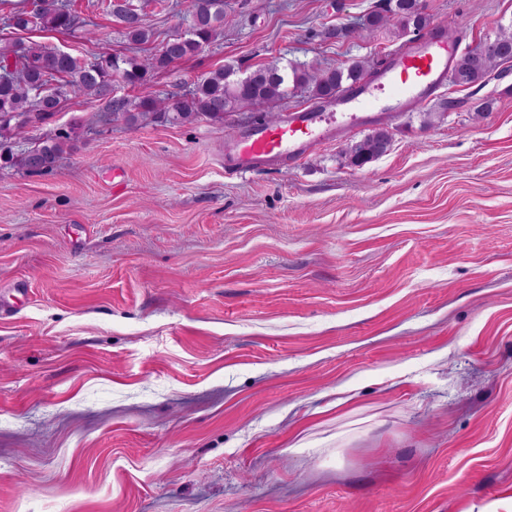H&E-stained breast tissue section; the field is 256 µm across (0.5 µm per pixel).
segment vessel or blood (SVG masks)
<instances>
[{
	"mask_svg": "<svg viewBox=\"0 0 512 512\" xmlns=\"http://www.w3.org/2000/svg\"><path fill=\"white\" fill-rule=\"evenodd\" d=\"M458 50L445 28H432L387 58L373 80L346 89L338 100L312 103L275 124L253 122L225 141V174L297 164L323 141L425 104L447 81Z\"/></svg>",
	"mask_w": 512,
	"mask_h": 512,
	"instance_id": "1",
	"label": "vessel or blood"
}]
</instances>
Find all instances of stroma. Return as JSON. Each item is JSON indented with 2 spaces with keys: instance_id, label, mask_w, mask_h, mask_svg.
Listing matches in <instances>:
<instances>
[{
  "instance_id": "obj_1",
  "label": "stroma",
  "mask_w": 512,
  "mask_h": 512,
  "mask_svg": "<svg viewBox=\"0 0 512 512\" xmlns=\"http://www.w3.org/2000/svg\"><path fill=\"white\" fill-rule=\"evenodd\" d=\"M73 3L85 28L0 40L150 54ZM380 4L224 0L213 43L112 95L383 59L408 39L359 37ZM424 4L466 47L512 31V0ZM189 11L146 7L156 41ZM435 97L457 106L398 113L360 168L368 125L226 176L255 107L130 127L82 96L31 128L83 135L50 172L0 168V512H512V73ZM389 143L390 134L387 129L375 130L347 147L345 155L348 163L354 167H362L382 155Z\"/></svg>"
}]
</instances>
